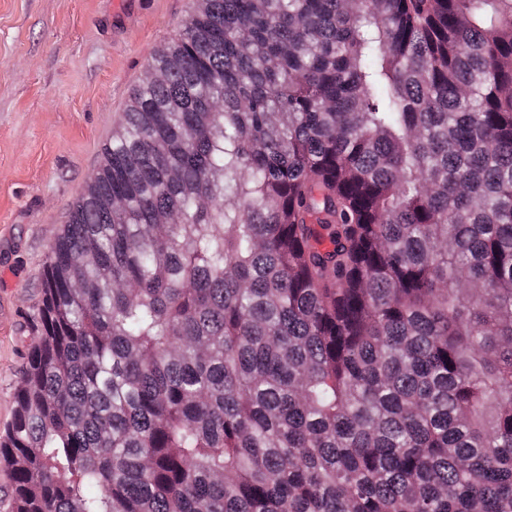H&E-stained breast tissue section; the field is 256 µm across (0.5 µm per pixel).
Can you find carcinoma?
<instances>
[{
    "label": "carcinoma",
    "mask_w": 512,
    "mask_h": 512,
    "mask_svg": "<svg viewBox=\"0 0 512 512\" xmlns=\"http://www.w3.org/2000/svg\"><path fill=\"white\" fill-rule=\"evenodd\" d=\"M201 2L51 245L16 512H512V0Z\"/></svg>",
    "instance_id": "1"
}]
</instances>
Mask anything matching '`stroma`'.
Returning <instances> with one entry per match:
<instances>
[{
  "label": "stroma",
  "mask_w": 512,
  "mask_h": 512,
  "mask_svg": "<svg viewBox=\"0 0 512 512\" xmlns=\"http://www.w3.org/2000/svg\"><path fill=\"white\" fill-rule=\"evenodd\" d=\"M195 0H0V432L71 205Z\"/></svg>",
  "instance_id": "stroma-1"
}]
</instances>
